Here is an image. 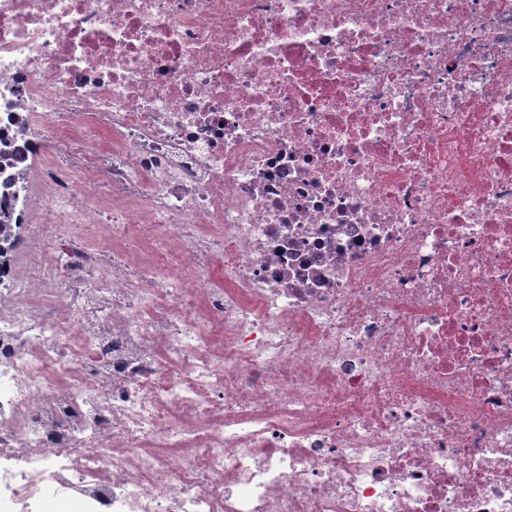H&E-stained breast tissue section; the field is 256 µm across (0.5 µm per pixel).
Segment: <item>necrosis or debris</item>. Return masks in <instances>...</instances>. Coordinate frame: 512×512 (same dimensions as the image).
<instances>
[{
	"instance_id": "1",
	"label": "necrosis or debris",
	"mask_w": 512,
	"mask_h": 512,
	"mask_svg": "<svg viewBox=\"0 0 512 512\" xmlns=\"http://www.w3.org/2000/svg\"><path fill=\"white\" fill-rule=\"evenodd\" d=\"M0 86L15 499L512 512V0H0ZM20 188L24 189L18 185L15 174L8 171V167H2L0 164V199L3 197L9 203L2 208V200L0 201V274L2 269L13 260L16 250L17 237L11 239L10 230L12 224H17L19 227L20 222L19 220L17 223L14 222L13 208L10 203L16 202L17 197L20 201L23 200V195L18 191Z\"/></svg>"
}]
</instances>
